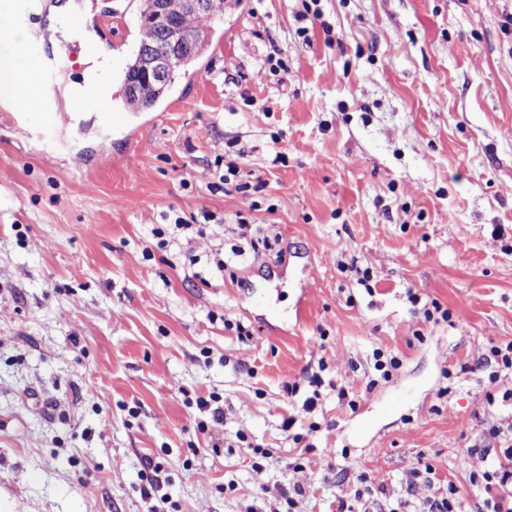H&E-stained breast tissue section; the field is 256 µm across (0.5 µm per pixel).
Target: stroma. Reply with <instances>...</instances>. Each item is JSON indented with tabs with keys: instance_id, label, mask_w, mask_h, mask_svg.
Wrapping results in <instances>:
<instances>
[{
	"instance_id": "35a3bbf8",
	"label": "stroma",
	"mask_w": 512,
	"mask_h": 512,
	"mask_svg": "<svg viewBox=\"0 0 512 512\" xmlns=\"http://www.w3.org/2000/svg\"><path fill=\"white\" fill-rule=\"evenodd\" d=\"M63 2L19 53L58 58L77 122L19 135L0 95V512H417L421 459L474 512L484 357L512 341V0H231L133 141L74 106L87 50L60 47L111 50L122 111L139 0ZM219 156L260 191L211 193ZM202 209L177 245L167 217ZM242 220L283 260L233 256ZM377 349L399 366L373 385Z\"/></svg>"
}]
</instances>
